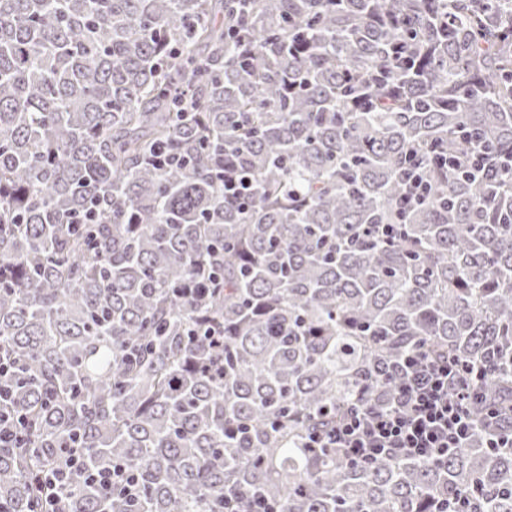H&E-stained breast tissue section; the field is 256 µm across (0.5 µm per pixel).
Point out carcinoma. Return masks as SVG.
Masks as SVG:
<instances>
[{
	"mask_svg": "<svg viewBox=\"0 0 512 512\" xmlns=\"http://www.w3.org/2000/svg\"><path fill=\"white\" fill-rule=\"evenodd\" d=\"M231 2L0 0V408L30 419L0 512H41L35 477L72 448L138 494L76 471L66 512H512V427L487 415L512 406V0ZM164 147L185 165H153ZM410 160L427 192L403 205ZM413 349L484 367L464 447L306 445L388 405L381 368ZM237 166L224 167V194L234 198H243L251 193L252 183H248ZM225 512H280L278 505L268 498L256 494L246 496L244 499L224 502Z\"/></svg>",
	"mask_w": 512,
	"mask_h": 512,
	"instance_id": "obj_1",
	"label": "carcinoma"
}]
</instances>
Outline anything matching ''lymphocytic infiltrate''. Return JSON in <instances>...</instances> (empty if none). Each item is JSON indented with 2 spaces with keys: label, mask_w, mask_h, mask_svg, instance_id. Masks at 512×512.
<instances>
[{
  "label": "lymphocytic infiltrate",
  "mask_w": 512,
  "mask_h": 512,
  "mask_svg": "<svg viewBox=\"0 0 512 512\" xmlns=\"http://www.w3.org/2000/svg\"><path fill=\"white\" fill-rule=\"evenodd\" d=\"M394 370L399 385L386 408L350 406L335 424L310 432V447L336 449L359 464L391 457L432 462L462 447L475 422L467 406L472 391L458 360L411 351ZM81 464L75 456L37 475L38 503L47 512H64L62 489Z\"/></svg>",
  "instance_id": "1"
}]
</instances>
